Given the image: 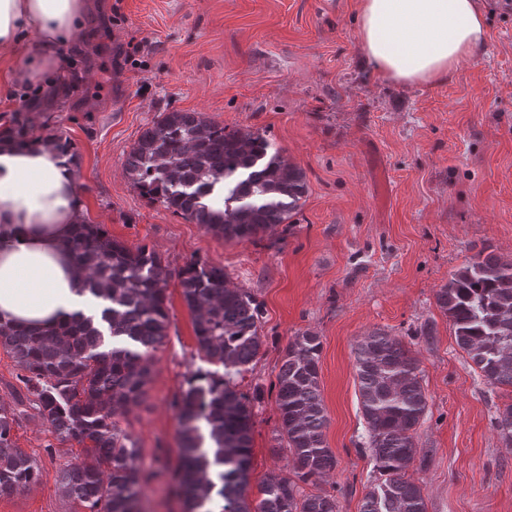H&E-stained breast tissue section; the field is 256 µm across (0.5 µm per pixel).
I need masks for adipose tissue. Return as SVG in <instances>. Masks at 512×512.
<instances>
[{
	"mask_svg": "<svg viewBox=\"0 0 512 512\" xmlns=\"http://www.w3.org/2000/svg\"><path fill=\"white\" fill-rule=\"evenodd\" d=\"M90 0H0V47L12 59L0 66L16 83H35L87 17ZM360 45L385 80L448 81L479 57L486 27L478 0H358ZM36 33L41 51L24 40ZM84 204L73 163L53 142L0 136V319L51 328L92 314L96 300L81 291V272L63 248Z\"/></svg>",
	"mask_w": 512,
	"mask_h": 512,
	"instance_id": "adipose-tissue-1",
	"label": "adipose tissue"
}]
</instances>
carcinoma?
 I'll return each mask as SVG.
<instances>
[{
    "label": "carcinoma",
    "instance_id": "1",
    "mask_svg": "<svg viewBox=\"0 0 512 512\" xmlns=\"http://www.w3.org/2000/svg\"><path fill=\"white\" fill-rule=\"evenodd\" d=\"M124 173L148 201L226 241H256L291 223L308 191L303 170L264 134L229 131L201 112L160 113L132 145ZM220 182L224 208L217 210L211 198ZM65 248L83 274L81 291L100 300V313L75 315L48 331L0 322V348L23 371L17 404L35 410L59 444L75 442L94 460L62 469L70 500L87 512H147L140 450L122 423L146 401L155 352L168 336L170 272L155 252L127 246L101 224L75 225ZM177 277L199 352L224 368L222 375L197 372L172 401L179 437L173 481L186 512H337L334 497L302 494L298 487L336 468L324 438L320 338L304 332L285 350L277 401L291 475L261 483L254 502L253 403L235 378L263 346L262 305L250 291L230 287L221 265L191 260ZM435 298L485 380L512 387V258L479 252L450 274ZM355 369L368 450L384 476L366 493L361 512H426L424 488L408 475L428 411L418 361L401 340L376 330L357 341ZM23 414L0 408V496L24 491L41 476L39 457L12 439ZM496 426L511 443V404L498 413Z\"/></svg>",
    "mask_w": 512,
    "mask_h": 512
}]
</instances>
